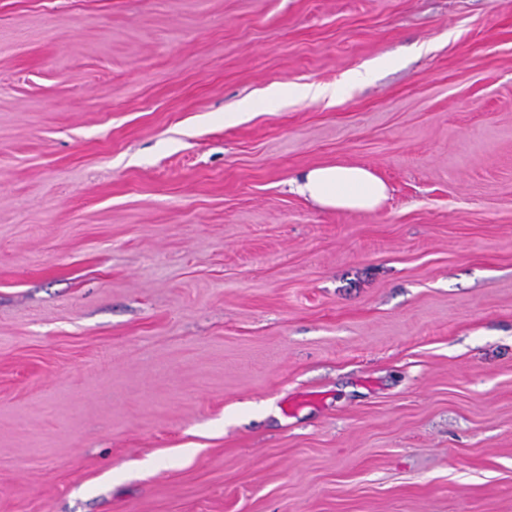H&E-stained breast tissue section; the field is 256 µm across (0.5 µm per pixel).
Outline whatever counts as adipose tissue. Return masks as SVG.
I'll use <instances>...</instances> for the list:
<instances>
[{
    "label": "adipose tissue",
    "mask_w": 512,
    "mask_h": 512,
    "mask_svg": "<svg viewBox=\"0 0 512 512\" xmlns=\"http://www.w3.org/2000/svg\"><path fill=\"white\" fill-rule=\"evenodd\" d=\"M295 190L318 205L336 210L372 211L387 197L386 184L357 166H320L304 172Z\"/></svg>",
    "instance_id": "adipose-tissue-1"
}]
</instances>
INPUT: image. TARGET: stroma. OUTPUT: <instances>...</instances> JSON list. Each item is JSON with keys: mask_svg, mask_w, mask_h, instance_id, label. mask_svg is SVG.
Listing matches in <instances>:
<instances>
[{"mask_svg": "<svg viewBox=\"0 0 512 512\" xmlns=\"http://www.w3.org/2000/svg\"><path fill=\"white\" fill-rule=\"evenodd\" d=\"M0 512H512V0H0ZM285 99H288V87L272 85L263 92V95L261 97L246 101L240 107L239 112H233L230 115H226L224 116V119L234 121L240 118L241 116L254 111L260 105L278 103ZM295 190L318 205L336 210L374 211L387 197L386 184L357 166H320L304 172Z\"/></svg>", "mask_w": 512, "mask_h": 512, "instance_id": "obj_1", "label": "stroma"}]
</instances>
